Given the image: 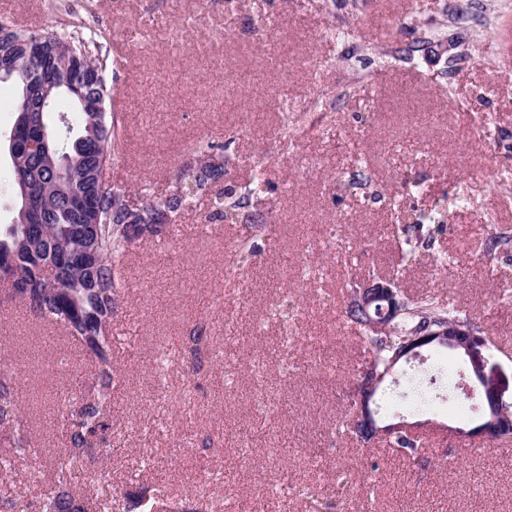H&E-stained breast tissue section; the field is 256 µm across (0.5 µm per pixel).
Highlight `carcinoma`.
<instances>
[{"mask_svg":"<svg viewBox=\"0 0 512 512\" xmlns=\"http://www.w3.org/2000/svg\"><path fill=\"white\" fill-rule=\"evenodd\" d=\"M70 39L54 34H43V53L49 61H61L73 54L88 65H94L87 83L78 95L63 85L65 72L54 66L51 75L28 68L29 40L32 31L14 30L0 25V63L12 71L0 73V82L12 81L19 87L16 120L12 128L15 142L12 152L11 175L17 192H22L18 178L25 177L32 186L31 212L17 213L16 220L0 228V253L15 255L26 283L32 289L30 308L44 317L64 324L72 339L85 344V336L95 334L99 316L114 311L117 296V268L129 249L135 244L134 235L147 231L158 237L186 204L176 196L163 197L129 208L128 194L122 187L108 188L103 180H96L88 173L103 166L110 167L123 155L119 136V114L107 109L109 86L98 76L105 71L106 60L102 50L106 36L100 31H83V26L71 22L67 25ZM67 105V111L77 112L82 120L79 133H73L65 112L58 110L59 103ZM73 164L71 173L76 180L73 187L61 188L60 162ZM228 161L224 145L208 144L199 147L185 160L181 176L193 184L197 193L206 191L224 179ZM263 193L260 180L256 179L240 191L226 188L211 200L209 219L245 221L247 235L241 240L239 251L253 254L257 248L255 238L265 231L259 214L249 208ZM442 215L436 209L416 215V221L401 228L402 261H420L432 257L434 233L442 232L444 225L437 222ZM96 224L93 240L104 255L103 261L94 267H80L76 255L82 243L73 239L79 224ZM512 246V233L497 231L487 241V252L495 253ZM49 264L55 270L56 285L49 286L38 276V267ZM345 324L354 329L367 355L366 366L379 371L387 364L416 332L425 327H435L444 322L470 317L435 297H424L408 302L407 312L395 321L391 332H377L368 319L350 301L344 302ZM98 360L97 396L88 399L78 409L71 422L67 453L75 466L87 457H94L98 432L105 428L103 408L112 389V365L108 351L95 353ZM23 427L14 407L10 384L0 380V427ZM391 444L403 452L415 456L419 452V440L404 433L392 438ZM72 473H58V492L42 498L40 512H109L105 503L93 504L77 499L64 490L70 485ZM158 487L142 488L134 506L141 512H154Z\"/></svg>","mask_w":512,"mask_h":512,"instance_id":"1","label":"carcinoma"}]
</instances>
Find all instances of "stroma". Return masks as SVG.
I'll list each match as a JSON object with an SVG mask.
<instances>
[{
  "label": "stroma",
  "instance_id": "obj_1",
  "mask_svg": "<svg viewBox=\"0 0 512 512\" xmlns=\"http://www.w3.org/2000/svg\"><path fill=\"white\" fill-rule=\"evenodd\" d=\"M1 21L59 27L46 0H0ZM87 22L110 34L107 107L122 119L108 186L161 197L187 155L221 143L225 186L262 170L267 231L239 262L245 225L208 221L202 194L130 249L109 327L103 453L79 467L71 495L104 493L127 512L157 483L168 512H310L284 493L288 480L332 512H512V442L463 454L431 433L412 459L336 434L365 364L341 317L345 285L372 277L466 311L512 398V257L485 248L512 228V51L499 38L512 0H93ZM17 98L0 83V225L18 210L6 149ZM357 168L365 185L350 182ZM438 203L446 231L434 251L453 264H402L398 211ZM199 326L207 342L194 356L180 344ZM424 356L429 369L402 364L379 390L380 418L471 426L444 395L411 410L404 376L426 382L463 364L448 350ZM96 364L0 282V379L24 424L0 428V455L30 449L0 469L12 512H38L68 467L69 424Z\"/></svg>",
  "mask_w": 512,
  "mask_h": 512
}]
</instances>
